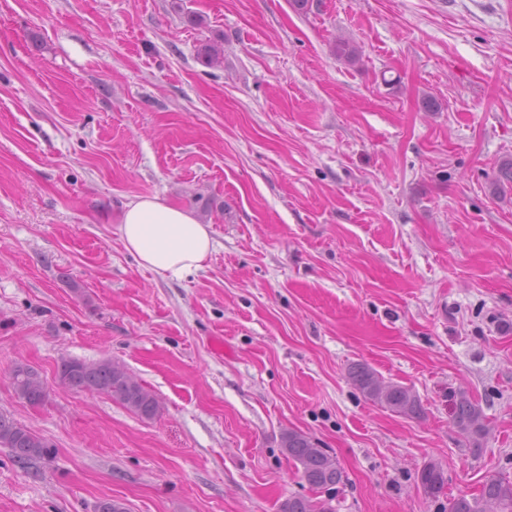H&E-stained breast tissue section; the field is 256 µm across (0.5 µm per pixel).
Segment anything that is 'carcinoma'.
I'll list each match as a JSON object with an SVG mask.
<instances>
[{
    "mask_svg": "<svg viewBox=\"0 0 512 512\" xmlns=\"http://www.w3.org/2000/svg\"><path fill=\"white\" fill-rule=\"evenodd\" d=\"M59 378L71 389L94 391L104 394L136 415L152 419L160 411L156 396L132 377L125 367L110 359L84 362L63 359L58 366ZM356 386L373 401L383 403L392 411L403 415L419 412L418 399L409 389L396 384H383L367 366L357 367L352 372ZM16 394L32 405H39L47 398L46 387L37 370L20 364L12 371ZM454 421L470 434L479 436L484 431L482 413L478 405L461 400L454 404ZM0 446L9 448L13 458L21 465L52 458L51 446L44 438L23 425L0 413ZM281 447L302 478L317 491H329L341 481V470L336 459L320 448L317 442L304 433L290 430L283 434ZM423 482L430 483L429 492H441L444 479L441 469L435 464L427 465L420 474ZM493 505L496 512H512V481L492 478L486 481L480 494L468 497L464 494L448 499L444 512H487L485 506ZM282 512H329L319 501L293 498L284 503Z\"/></svg>",
    "mask_w": 512,
    "mask_h": 512,
    "instance_id": "cac0c4a2",
    "label": "carcinoma"
}]
</instances>
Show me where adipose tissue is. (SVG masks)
Masks as SVG:
<instances>
[{
	"mask_svg": "<svg viewBox=\"0 0 512 512\" xmlns=\"http://www.w3.org/2000/svg\"><path fill=\"white\" fill-rule=\"evenodd\" d=\"M115 233L139 266L163 277L195 275L214 249L208 225L155 196L126 202Z\"/></svg>",
	"mask_w": 512,
	"mask_h": 512,
	"instance_id": "obj_1",
	"label": "adipose tissue"
}]
</instances>
